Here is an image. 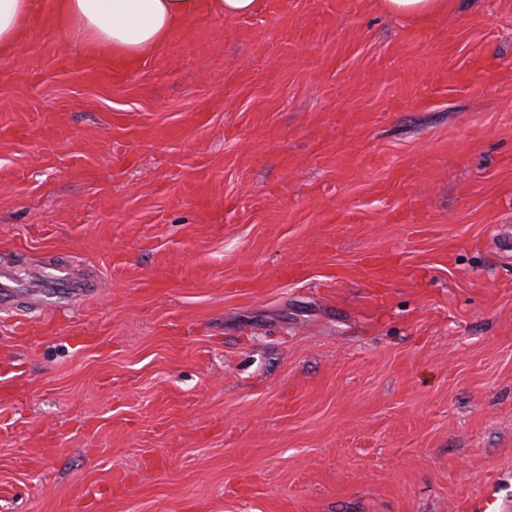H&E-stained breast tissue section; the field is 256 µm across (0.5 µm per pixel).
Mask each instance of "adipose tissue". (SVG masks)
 Here are the masks:
<instances>
[{
	"instance_id": "1",
	"label": "adipose tissue",
	"mask_w": 512,
	"mask_h": 512,
	"mask_svg": "<svg viewBox=\"0 0 512 512\" xmlns=\"http://www.w3.org/2000/svg\"><path fill=\"white\" fill-rule=\"evenodd\" d=\"M261 0H50L55 29L75 36L85 53L133 66L172 39L188 21L255 13ZM379 10L418 26L448 10V0H376ZM40 0H0V60L12 61L27 41L25 22Z\"/></svg>"
}]
</instances>
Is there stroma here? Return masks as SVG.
<instances>
[{
	"label": "stroma",
	"mask_w": 512,
	"mask_h": 512,
	"mask_svg": "<svg viewBox=\"0 0 512 512\" xmlns=\"http://www.w3.org/2000/svg\"><path fill=\"white\" fill-rule=\"evenodd\" d=\"M289 10L0 61V512H512V0ZM379 10L405 19L408 23L426 26L448 12L447 0H376ZM71 64L87 72L96 80H112L121 77L123 70L112 65V61H104L95 57H82L72 60ZM395 263L389 254L370 256L355 275L368 276L374 288H384L390 280Z\"/></svg>",
	"instance_id": "stroma-1"
}]
</instances>
